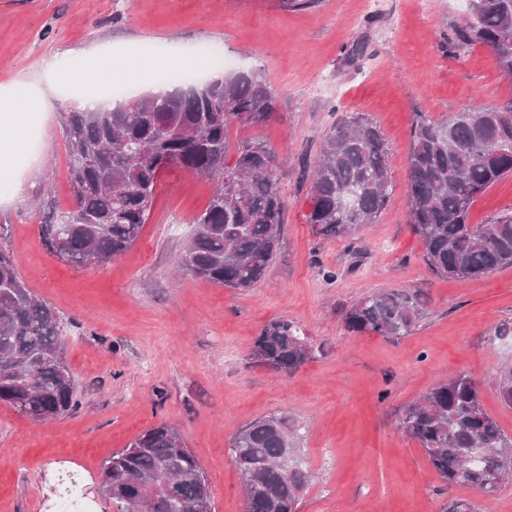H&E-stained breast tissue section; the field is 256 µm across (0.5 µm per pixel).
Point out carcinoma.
<instances>
[{"label": "carcinoma", "instance_id": "obj_1", "mask_svg": "<svg viewBox=\"0 0 512 512\" xmlns=\"http://www.w3.org/2000/svg\"><path fill=\"white\" fill-rule=\"evenodd\" d=\"M475 16L448 25L446 51L482 46L501 72L512 76V0H475ZM279 95L259 71H236L221 80L167 96L144 95L109 111L59 114L68 145L74 205L41 224L46 248L75 267L104 265L137 240L160 174L172 167L216 180L205 209L194 218L181 261L195 278L235 290L260 282L276 256L286 208L276 177L277 156L260 139L237 144L227 163V130L239 116L260 125L276 114ZM512 98L496 109L456 112L446 119L421 116L411 131L407 159L409 224L424 261L442 279L464 281L512 266V209L487 224L469 222L476 199L512 176ZM393 182L379 127L347 117L325 134L314 161L307 215L313 235L333 240L372 224L385 209ZM423 317L415 295L385 289L360 297L343 312L347 331L386 337L409 335ZM56 309L36 299L0 244V403L35 423L75 407L76 383ZM301 326L276 318L254 338L250 355L271 372L291 375L311 357ZM499 397L512 408V364L498 377ZM418 442L442 484L491 489L512 475V436L485 410L478 386L464 373L427 390L397 424ZM302 426L285 415L260 417L233 437L230 451L247 512H300L311 474L303 459ZM100 486L118 512H200L210 501L208 479L180 432L160 423L112 453ZM441 512H480L475 502L450 498Z\"/></svg>", "mask_w": 512, "mask_h": 512}]
</instances>
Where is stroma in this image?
<instances>
[{
	"label": "stroma",
	"mask_w": 512,
	"mask_h": 512,
	"mask_svg": "<svg viewBox=\"0 0 512 512\" xmlns=\"http://www.w3.org/2000/svg\"><path fill=\"white\" fill-rule=\"evenodd\" d=\"M459 0H0V85L26 108L29 150L0 140V195L8 244L32 294L66 323L65 347L77 406L36 424L0 403V512H50L72 483L94 512H117L99 491L104 461L159 423L175 427L210 484L211 512H243L232 438L262 416L285 414L303 427L314 475L300 512H440L450 497L481 512H512V480L493 497L439 482L424 451L397 429L404 407L459 372L512 435V408L497 380L512 362V340L492 334L512 322V267L466 281L435 276L408 217L406 163L418 114L444 119L490 110L512 97L493 54L442 49ZM100 45L125 49L123 69L142 80L140 49L200 47L224 53L226 70L259 69L281 95L276 117L233 125L230 143L258 138L276 152L286 197L281 245L265 278L237 291L177 275L192 219L215 182L173 168L159 180L134 245L117 261L77 268L42 243L48 213L74 204L58 121L69 100L42 72L49 53L77 55ZM366 58L350 64L347 52ZM381 128L393 191L375 223L321 241L306 217L323 136L347 113ZM382 288L416 294L425 315L411 335L354 334L344 308ZM301 325L311 358L279 376L249 357L270 320Z\"/></svg>",
	"instance_id": "obj_1"
}]
</instances>
